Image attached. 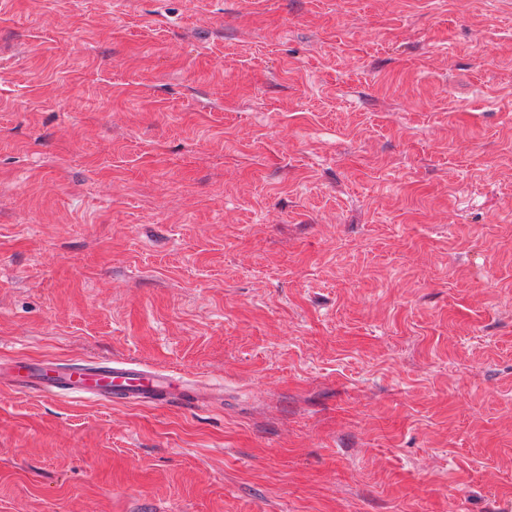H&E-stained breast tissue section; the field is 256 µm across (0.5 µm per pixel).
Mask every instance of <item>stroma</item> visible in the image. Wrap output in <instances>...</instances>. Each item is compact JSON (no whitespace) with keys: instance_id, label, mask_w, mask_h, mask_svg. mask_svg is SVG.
<instances>
[{"instance_id":"1","label":"stroma","mask_w":512,"mask_h":512,"mask_svg":"<svg viewBox=\"0 0 512 512\" xmlns=\"http://www.w3.org/2000/svg\"><path fill=\"white\" fill-rule=\"evenodd\" d=\"M19 356L214 399L0 382V512H512V0H0ZM5 378L22 391L107 403L169 406L178 402L196 406L208 397L194 384L175 389L170 375L124 360L104 363L17 358Z\"/></svg>"}]
</instances>
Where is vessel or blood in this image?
I'll list each match as a JSON object with an SVG mask.
<instances>
[{
	"label": "vessel or blood",
	"instance_id": "obj_1",
	"mask_svg": "<svg viewBox=\"0 0 512 512\" xmlns=\"http://www.w3.org/2000/svg\"><path fill=\"white\" fill-rule=\"evenodd\" d=\"M6 378L23 391L107 403L195 406L206 399L194 384L175 386L170 375L124 360L104 363L18 358L11 363Z\"/></svg>",
	"mask_w": 512,
	"mask_h": 512
}]
</instances>
